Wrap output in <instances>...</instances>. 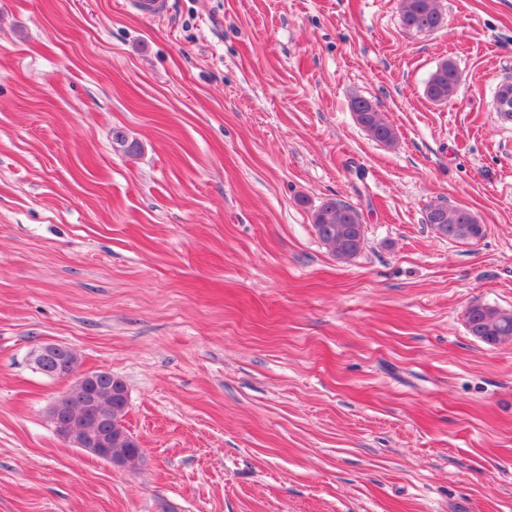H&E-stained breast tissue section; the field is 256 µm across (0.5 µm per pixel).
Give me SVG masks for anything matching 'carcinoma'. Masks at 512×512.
I'll use <instances>...</instances> for the list:
<instances>
[{
    "instance_id": "carcinoma-1",
    "label": "carcinoma",
    "mask_w": 512,
    "mask_h": 512,
    "mask_svg": "<svg viewBox=\"0 0 512 512\" xmlns=\"http://www.w3.org/2000/svg\"><path fill=\"white\" fill-rule=\"evenodd\" d=\"M401 22L408 30L431 32L445 25L441 0H399ZM459 72L451 59L440 61L430 74L425 95L433 102L443 103L457 94ZM350 109L356 110L355 121L372 138L385 146L397 141L394 127L389 124L377 106L364 97L351 100ZM425 223L441 237L457 243L478 242L485 237L486 228L476 213L459 206L429 205ZM362 223L360 212L352 205L338 199H328L313 212V227L318 239L341 261L355 258L364 248L366 236H360L355 226ZM468 332L489 345L512 341V312L489 304L467 308ZM112 457L133 466L139 462L135 449L117 432H112Z\"/></svg>"
}]
</instances>
